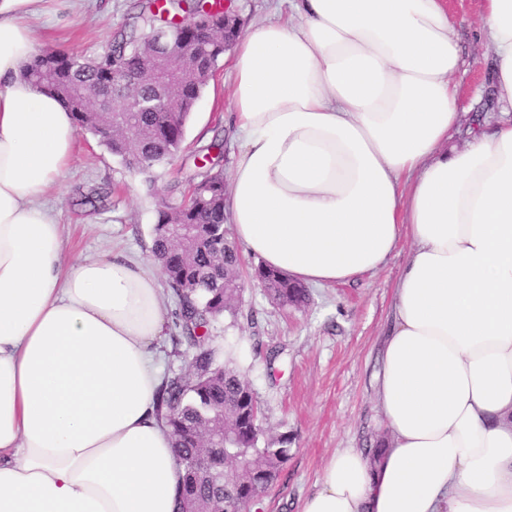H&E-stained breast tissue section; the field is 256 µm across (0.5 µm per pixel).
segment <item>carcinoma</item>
<instances>
[{
    "label": "carcinoma",
    "mask_w": 512,
    "mask_h": 512,
    "mask_svg": "<svg viewBox=\"0 0 512 512\" xmlns=\"http://www.w3.org/2000/svg\"><path fill=\"white\" fill-rule=\"evenodd\" d=\"M186 34L198 51L194 74L180 86L157 92L149 84L131 98L142 101L127 131L107 134L96 114L93 95L118 90L119 71L139 68L160 52L136 27L119 33L99 54L38 50L27 68L36 87L55 93L72 113L76 126L99 137L107 150L133 175H146L173 163L182 151L186 125L197 101L224 56V5L220 0H174ZM215 22L219 32L197 39L199 22ZM223 146L213 144L196 158L188 177L189 197L165 203L152 228L151 257L160 265L177 300L176 325L195 349L190 378L162 382L157 416L170 429L184 475L177 512L192 504L205 512H253L287 462L288 437H264L254 388L236 370L215 360L209 328L224 313L236 316L240 303V256L224 230ZM253 280L276 304L300 308L307 289L280 271L258 265Z\"/></svg>",
    "instance_id": "carcinoma-1"
}]
</instances>
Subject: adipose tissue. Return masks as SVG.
I'll list each match as a JSON object with an SVG mask.
<instances>
[{"mask_svg": "<svg viewBox=\"0 0 512 512\" xmlns=\"http://www.w3.org/2000/svg\"><path fill=\"white\" fill-rule=\"evenodd\" d=\"M34 2L0 0V512H175L159 271L66 256L46 197L77 128L22 74ZM478 2L501 112L459 145L448 0H288L236 39L243 250L323 286L410 243L377 374L390 444L335 453L302 512H512V0Z\"/></svg>", "mask_w": 512, "mask_h": 512, "instance_id": "obj_1", "label": "adipose tissue"}]
</instances>
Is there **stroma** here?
<instances>
[{"label": "stroma", "mask_w": 512, "mask_h": 512, "mask_svg": "<svg viewBox=\"0 0 512 512\" xmlns=\"http://www.w3.org/2000/svg\"><path fill=\"white\" fill-rule=\"evenodd\" d=\"M137 0H40L33 22L41 46L100 53L133 16ZM454 33L463 49L456 79L467 122L497 108L490 80L492 62L478 45L477 0H451ZM232 53H225L187 123L175 165L153 181L131 175L89 132H79L76 157L54 197L58 220L73 254L96 256L112 247L148 260L152 227L161 202L178 203L180 164H193L201 147L224 142V161L236 149L229 125L227 89ZM107 192L105 207L84 206V196ZM408 244H401L377 274L333 286H310L309 301L294 309L273 304L262 289L246 286L237 316H223L210 331L217 361L244 353L236 369L248 378L262 409L266 435L289 439L290 456L264 494L261 512H301L326 461L342 448H373L390 432L375 402L373 377L380 367L385 335L393 322L394 288ZM167 323L153 344L161 377L190 376L193 350L176 342Z\"/></svg>", "instance_id": "obj_1"}]
</instances>
